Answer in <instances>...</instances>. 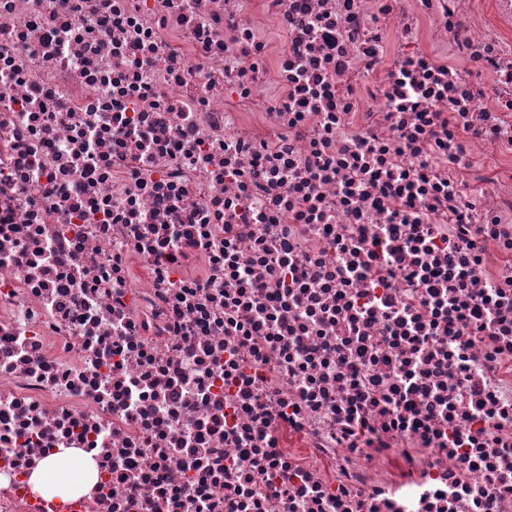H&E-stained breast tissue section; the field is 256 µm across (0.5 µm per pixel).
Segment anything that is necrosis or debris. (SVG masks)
Wrapping results in <instances>:
<instances>
[{
	"instance_id": "1",
	"label": "necrosis or debris",
	"mask_w": 512,
	"mask_h": 512,
	"mask_svg": "<svg viewBox=\"0 0 512 512\" xmlns=\"http://www.w3.org/2000/svg\"><path fill=\"white\" fill-rule=\"evenodd\" d=\"M0 512H512V0H0ZM69 453L47 459L33 474L31 478L32 491L39 495L54 493V478L64 468L69 459Z\"/></svg>"
}]
</instances>
